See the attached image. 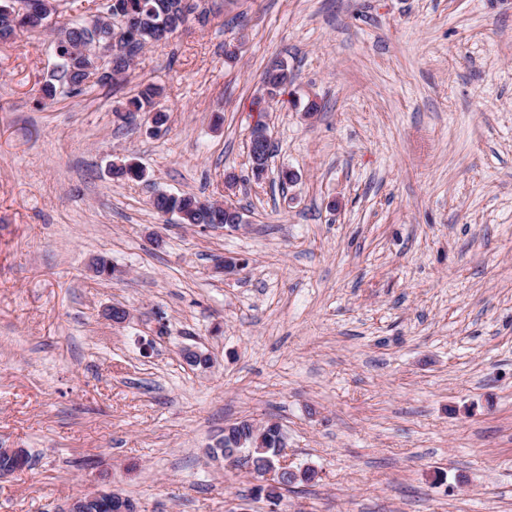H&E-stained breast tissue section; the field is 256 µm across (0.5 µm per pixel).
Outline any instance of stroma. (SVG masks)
<instances>
[{"instance_id": "stroma-1", "label": "stroma", "mask_w": 512, "mask_h": 512, "mask_svg": "<svg viewBox=\"0 0 512 512\" xmlns=\"http://www.w3.org/2000/svg\"><path fill=\"white\" fill-rule=\"evenodd\" d=\"M204 6L117 83L44 107L48 34L0 41V448L29 455L0 512L92 492L268 512L245 465L210 456L244 419L319 473L278 512H512V0ZM277 57L292 82L264 102ZM147 82L157 130L123 112ZM125 159L142 180H113ZM160 192L246 222L181 224ZM264 125L257 124V126L251 130L250 137H249L248 155H249V158L252 163V171H253L252 173H253L254 177H259L264 172L267 160L270 157V150H269L265 161L257 166H255L254 161L252 159V156L255 158L257 156H262L264 154V152L266 150V145L270 140L269 135L267 133H263L259 136H254L251 141V136L254 135L256 132L267 131L266 127H265L266 125L265 126ZM250 141H251V151L249 148ZM251 153H252V156H251Z\"/></svg>"}]
</instances>
